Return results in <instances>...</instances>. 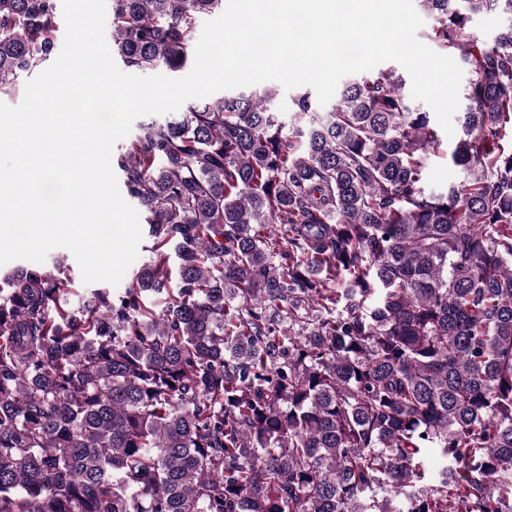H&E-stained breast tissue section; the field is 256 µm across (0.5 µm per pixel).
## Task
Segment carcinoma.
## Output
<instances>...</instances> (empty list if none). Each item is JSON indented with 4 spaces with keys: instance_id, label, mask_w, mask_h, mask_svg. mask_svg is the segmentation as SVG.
Returning a JSON list of instances; mask_svg holds the SVG:
<instances>
[{
    "instance_id": "cac0c4a2",
    "label": "carcinoma",
    "mask_w": 512,
    "mask_h": 512,
    "mask_svg": "<svg viewBox=\"0 0 512 512\" xmlns=\"http://www.w3.org/2000/svg\"><path fill=\"white\" fill-rule=\"evenodd\" d=\"M223 0H112L124 67L182 68ZM471 59L465 179L394 71L286 127L265 91L146 125L117 160L150 257L121 293L0 287V512H512V0H419ZM56 0H0V93ZM434 449L443 466L427 467ZM512 25V13L500 10L474 15L466 33L484 42H491L504 28ZM463 168L454 165L447 156H430L424 176V186L428 191H443L464 178Z\"/></svg>"
}]
</instances>
